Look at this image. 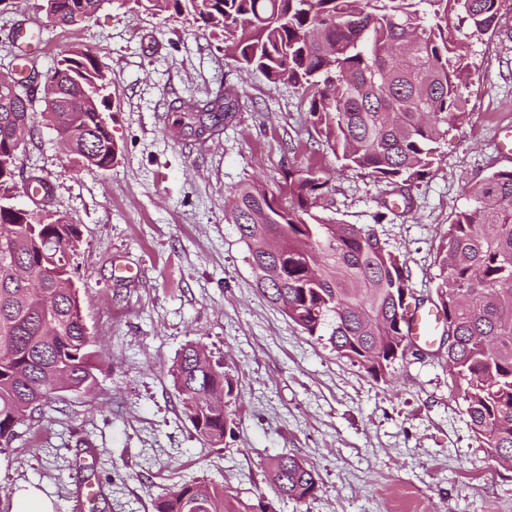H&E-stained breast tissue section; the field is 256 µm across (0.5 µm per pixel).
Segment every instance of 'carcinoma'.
<instances>
[{"label":"carcinoma","mask_w":512,"mask_h":512,"mask_svg":"<svg viewBox=\"0 0 512 512\" xmlns=\"http://www.w3.org/2000/svg\"><path fill=\"white\" fill-rule=\"evenodd\" d=\"M103 0H42L47 23L70 27ZM502 0H123L134 10L188 14L221 37L240 68L299 86L312 123L342 168L407 190L422 174L441 128L463 112L470 75L448 25L474 35L494 30ZM434 6L432 13L421 5ZM44 117L76 162L106 169L119 147L105 116L108 82L99 59L72 48L46 73ZM32 98L24 80L0 72V448L16 427L60 391L95 385L98 369L84 323L71 257L79 232L46 209L17 205L11 193L26 144ZM234 99L218 94L192 106L172 136L219 127ZM296 201L285 208L259 184L234 193L230 210L252 266L276 264L280 282L257 281L269 300L310 336L331 327L339 356L377 376L410 345L401 290L404 264L366 226L311 213L328 181L288 171ZM440 251L437 294L454 340L448 363L471 429L491 460L512 466V170L468 190ZM174 385L196 433L224 441L230 383L204 347L183 348ZM278 494L302 501L317 491L314 471L294 456L271 463ZM224 486L176 485L156 512H224Z\"/></svg>","instance_id":"obj_1"}]
</instances>
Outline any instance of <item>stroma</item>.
Masks as SVG:
<instances>
[{
  "label": "stroma",
  "mask_w": 512,
  "mask_h": 512,
  "mask_svg": "<svg viewBox=\"0 0 512 512\" xmlns=\"http://www.w3.org/2000/svg\"><path fill=\"white\" fill-rule=\"evenodd\" d=\"M40 2L0 0V72L17 30L43 19ZM448 39L470 62L464 114L445 125L410 187L411 212L388 213L392 185L342 169L301 88L242 70L192 18L103 0L80 25L42 30L40 72L74 47L104 65L119 153L107 170L72 166L43 118V84H32L33 136L13 194L27 203L29 174L42 176L50 210L81 231L72 280L97 384L59 393L0 450V512L27 485L55 512H156L175 485L198 479L227 487L226 512H512V468L480 448L453 388L446 336L373 377L267 299L225 218L235 190L252 182L290 205L288 168L311 170L328 181L314 213L373 229L404 264L408 303L437 305L441 244L467 187L512 169L497 147L512 129V0L492 33L452 26ZM226 91L237 104L231 120L200 137L171 136L188 106ZM195 342L232 382L215 446L196 434L170 375ZM283 454L316 473L305 501L271 484L269 463ZM79 457L92 472L75 467Z\"/></svg>",
  "instance_id": "stroma-1"
}]
</instances>
